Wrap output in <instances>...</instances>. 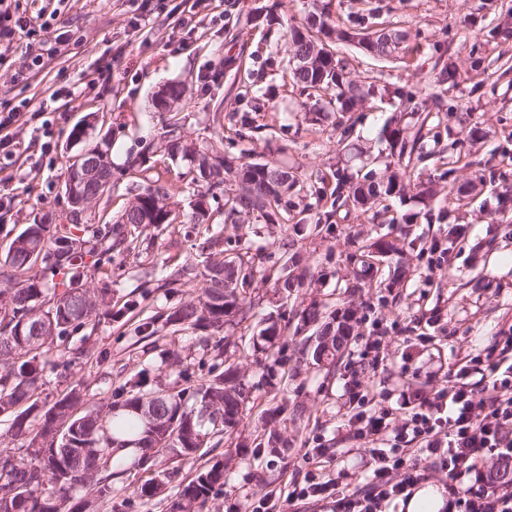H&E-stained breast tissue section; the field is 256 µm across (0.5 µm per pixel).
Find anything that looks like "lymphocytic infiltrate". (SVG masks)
<instances>
[{
    "instance_id": "lymphocytic-infiltrate-1",
    "label": "lymphocytic infiltrate",
    "mask_w": 512,
    "mask_h": 512,
    "mask_svg": "<svg viewBox=\"0 0 512 512\" xmlns=\"http://www.w3.org/2000/svg\"><path fill=\"white\" fill-rule=\"evenodd\" d=\"M49 27L0 7V58L23 36L32 66H41L45 55L57 54L64 43L60 36L51 47L34 40L36 29ZM449 378L434 397L412 404L398 425L392 410H369L367 393L349 388L352 437L371 445L370 473L362 486H343L326 467V449L309 448L303 478L267 490L251 512H284L285 505L309 500L330 504V512H389L395 500H409L433 470L448 479V512H512V485L493 482L478 470L486 456L512 458V326L500 330L485 353L460 359Z\"/></svg>"
}]
</instances>
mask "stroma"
I'll return each mask as SVG.
<instances>
[{
	"mask_svg": "<svg viewBox=\"0 0 512 512\" xmlns=\"http://www.w3.org/2000/svg\"><path fill=\"white\" fill-rule=\"evenodd\" d=\"M313 1L165 0L163 9L145 20L124 0H22L29 15L42 7L55 11L54 28L74 35L66 54L45 59L26 79L17 76L24 42H15L8 58L0 59V104L29 103L10 128L20 149L11 157L0 153V188L15 198L11 217L0 223V255L42 212L64 214V171L79 149L68 133L92 112L99 120L87 139L111 133L116 167H123L142 141L155 142L151 172L181 186L180 218L190 221V203L207 194L208 185L191 182L186 162L169 159L164 118L152 104L160 88L174 83L186 87L178 107L186 139L202 142L219 131L224 160L232 166L272 161L299 175L300 190L284 195L280 205L282 216L294 222L312 224L322 213L312 195L318 171L339 167L353 177L369 168L384 171L389 154L384 130L394 122L406 136H419L424 150L447 147L455 138L486 165L485 180L476 186L470 168L456 172L457 185L474 188L472 204L455 213L457 223L469 240L493 244L479 261L455 252L451 271L429 272V262L438 258L431 246L447 245L448 226L419 216L410 229L413 246L402 255L409 270L405 287L341 294L336 281L352 272L346 254L377 235L401 232L400 226L377 224L372 212L343 209L330 233L294 239L304 263L322 271V287L302 289L285 301L272 282L254 281L251 291L262 299L256 316L277 311L291 320L318 298L354 306L364 320L347 355L329 369L302 362L300 337H278L266 364L276 374L271 382L240 330L225 327L224 357L238 365L253 390L234 434L236 447L215 450L224 460V485L206 512H247L251 499L268 486L305 472L306 449L320 444L343 452L347 483H361L369 449L348 438L349 385L360 383L378 405L404 418V398L432 396L459 358L483 353L500 329L512 325V211H498L500 197L512 191V166L503 161L512 154V72L498 71L512 57V0H317L341 28L367 33L388 26L405 32L410 47L408 53L377 59L363 55L356 42L337 44L349 80L363 91L355 111L346 114L337 112L328 96L300 95L283 71L290 30L304 23ZM176 6L195 13L194 30L177 29L171 13ZM440 60L455 69L454 86L439 82ZM398 89L421 108L440 94L445 107L430 126L416 131L394 95ZM284 235L283 227L265 223L259 213L235 215L224 226V248L230 256L249 254L275 273L287 259ZM207 255L201 240L184 237L177 226L147 228L139 249L115 257L121 274L112 280V293L139 297L144 316H166L196 299L201 281L168 288L165 279L183 263L203 270ZM138 323L135 317L103 321L73 374L64 378L44 370L41 405L51 406L76 384L89 402L104 404L127 381L174 382L183 369L197 379L199 363L216 360L200 333L167 327L146 338L137 332ZM369 342L377 345L373 361L360 355ZM283 403L301 408V418L276 413ZM275 430L287 447H265ZM204 464L201 458L169 464L161 495L146 500L132 492L141 472L114 462L123 472L121 490L96 512H167Z\"/></svg>",
	"mask_w": 512,
	"mask_h": 512,
	"instance_id": "1",
	"label": "stroma"
}]
</instances>
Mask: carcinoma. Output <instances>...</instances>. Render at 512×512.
<instances>
[{
	"label": "carcinoma",
	"mask_w": 512,
	"mask_h": 512,
	"mask_svg": "<svg viewBox=\"0 0 512 512\" xmlns=\"http://www.w3.org/2000/svg\"><path fill=\"white\" fill-rule=\"evenodd\" d=\"M349 37L335 29L322 9L306 31L291 32V49L284 62L301 92L312 96L336 91V111L342 113L352 111L359 96L329 42ZM356 38L368 55L377 58L390 56L406 40L405 34L389 29ZM181 129L178 119L167 125L168 150L191 163L193 172L210 183L213 196L224 197L223 205L194 212L192 230L208 231L224 223V215L244 211L260 213L268 224L280 223L282 197L299 186V179L274 162L245 163L226 171L214 144L185 140ZM388 138L387 174L379 177L370 170L356 182L337 169L320 177L316 202L328 198L333 208L372 210L380 224L414 223L419 213L397 217L389 200L411 191L424 204L436 191L431 181L412 180L411 169L424 160L417 150L418 138L404 136L397 126ZM446 165L439 179L448 181V204L460 208L464 198L454 196L461 192L455 185L456 167L452 161ZM226 172L236 183L228 194L224 193ZM178 194L173 185L150 184L135 196V203L105 224L82 222L86 210L72 204L65 224L54 223V213L47 211L42 223L25 225L0 259V417L11 420L14 436L27 440L20 454L0 450V512H88L99 501H112L118 474L110 468L108 449L127 446L136 449V467L145 474L134 493L150 499L162 489L159 467L173 459H194L210 443L211 432L231 434L239 426L252 385L232 363L211 364L193 388L136 381L124 399L97 406L89 404L81 387L74 385L48 409L38 410L37 392L45 367L68 376L86 356L101 321L118 322L139 308L136 299L112 296L113 254H129L140 247L141 225L158 229L177 223ZM404 243L403 238L384 234L347 254L355 279L373 287L378 272L373 261L402 252ZM35 249L41 254L39 262L32 258ZM258 273L243 256L228 259L224 250L216 251L201 272L199 298L175 308L165 324L218 334L226 326L241 325L259 305L256 299L243 296ZM232 275L240 289L228 291L224 280ZM90 276L98 277L100 287L84 291ZM319 280L293 255L276 278L275 288L289 296ZM300 320L322 335L335 329L334 353L323 361L334 366L362 317L350 305L331 310L329 304L313 300L301 310ZM286 330L288 325L270 316L254 345L271 343ZM312 360L316 365L323 363L315 354ZM151 417L161 425L150 426ZM223 485L221 459L197 471L170 502L169 512H203L210 496ZM79 489L85 491V499L72 506V493Z\"/></svg>",
	"instance_id": "obj_1"
}]
</instances>
